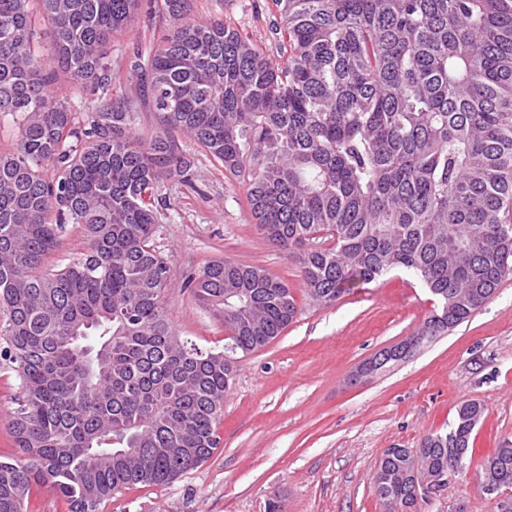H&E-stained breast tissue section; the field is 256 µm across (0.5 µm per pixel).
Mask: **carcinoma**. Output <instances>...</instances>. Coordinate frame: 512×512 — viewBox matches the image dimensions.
<instances>
[{"label":"carcinoma","mask_w":512,"mask_h":512,"mask_svg":"<svg viewBox=\"0 0 512 512\" xmlns=\"http://www.w3.org/2000/svg\"><path fill=\"white\" fill-rule=\"evenodd\" d=\"M141 0H0V115L22 117L0 153V369L18 381L9 427L22 457L0 458V512H27L48 487L70 512H99L122 488L167 485L220 447L234 355L277 338L297 314L288 284L230 259L185 278L224 324L202 351L172 326L170 260L157 245L161 175L192 184L168 132L248 178L258 232L300 254L323 308L393 271L416 276L439 307L416 333L469 319L512 279V0H275L283 61L221 19L162 0L156 44L134 47L167 134L144 139L139 113L112 97V35ZM52 28L51 56L36 20ZM97 95L84 117L51 89L53 66ZM87 252L45 258L67 225ZM484 406L462 402L416 455L382 459L379 501L414 503L409 473L464 459ZM512 487V442L482 463Z\"/></svg>","instance_id":"1"}]
</instances>
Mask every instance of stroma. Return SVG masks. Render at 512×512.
<instances>
[{
    "mask_svg": "<svg viewBox=\"0 0 512 512\" xmlns=\"http://www.w3.org/2000/svg\"><path fill=\"white\" fill-rule=\"evenodd\" d=\"M189 3L193 18L223 19L280 62L273 0ZM162 30L160 16L142 10L112 37L114 88L136 104L146 139L162 128L129 63L136 40ZM173 137L195 162L192 185L162 182L160 248L173 268L165 300L176 331L201 348H223V325L183 286L188 274L222 258L287 282L298 313L271 343L238 355L213 456L169 485L121 490L102 512H267L272 502L282 512H387L372 489L385 451L445 432L466 400L486 408L473 452L444 490L418 499L415 510L499 512L496 496L482 488L481 464L512 441V280L407 360L356 379L366 359L417 333L435 297L412 274L395 272L351 289L333 307L314 306L303 290L300 248L276 247L257 232L245 181L183 133Z\"/></svg>",
    "mask_w": 512,
    "mask_h": 512,
    "instance_id": "obj_1",
    "label": "stroma"
}]
</instances>
